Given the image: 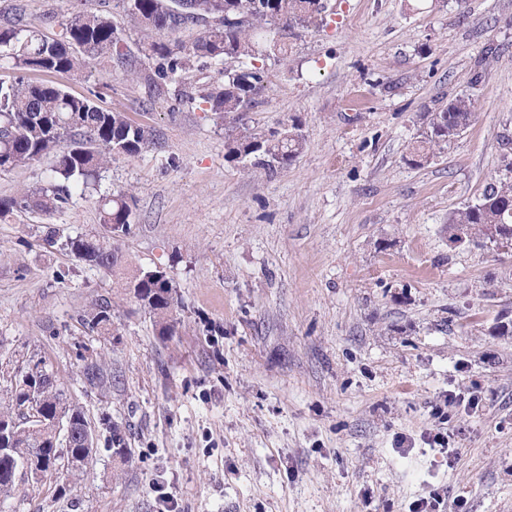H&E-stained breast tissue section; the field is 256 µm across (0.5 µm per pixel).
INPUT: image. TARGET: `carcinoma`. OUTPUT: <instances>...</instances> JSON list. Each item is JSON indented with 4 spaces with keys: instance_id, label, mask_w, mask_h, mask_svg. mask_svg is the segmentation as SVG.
<instances>
[{
    "instance_id": "carcinoma-1",
    "label": "carcinoma",
    "mask_w": 512,
    "mask_h": 512,
    "mask_svg": "<svg viewBox=\"0 0 512 512\" xmlns=\"http://www.w3.org/2000/svg\"><path fill=\"white\" fill-rule=\"evenodd\" d=\"M123 11L133 17L147 32L159 37L142 43L140 52L156 62L160 78L179 84L183 72L193 61L236 60L238 68L224 71V83L203 87L189 99L204 106L224 126L225 158L270 171L286 169L303 151L305 138L301 127L258 130L249 124L255 96L265 88L264 69L257 66L262 56L257 39L260 33L280 22L289 27L315 30L325 24L322 0H187L192 15L182 16L168 11V0H117ZM204 22L191 46L169 41L162 35L175 33L188 24ZM110 54L118 63L133 68L137 60L128 50L124 33L103 14L76 13L65 23L60 40H49L40 33L25 29L18 22L0 24V59L11 63L16 76L0 81V171L32 166L53 158V180L38 192H22L11 198H0V218L21 210L51 213L68 204L72 195L85 191L112 155L136 156L150 145L149 132L134 124L122 112L103 109L96 103L97 94L74 96L49 83H34L25 78L29 71L82 74L90 61ZM475 108L469 96H460L427 115L426 129L409 150L408 162L421 166L437 150L460 135L471 123ZM508 175L488 184L480 197L455 209L448 215L450 237L463 231L485 239L498 237L512 241V158L503 159ZM133 196L117 192L101 198L100 223L108 238L77 236L67 247L79 260L121 274V286L141 308L157 318L159 334L168 335L174 328L168 314L174 309V287L160 270L140 269L123 272L122 255L112 240L129 230L133 218ZM93 329L103 332L112 327L109 304H100L88 320ZM14 383L7 386L8 403L0 411L2 418H21L19 410L39 388L38 403L53 413L66 409L72 419L73 434L69 452L86 461L82 441L88 422L77 407L68 405L54 376L45 372L31 375V366L16 370ZM11 447L18 460L52 462L56 442L51 429L31 430L22 421L16 428ZM113 454L124 461L132 458L121 426L112 424Z\"/></svg>"
}]
</instances>
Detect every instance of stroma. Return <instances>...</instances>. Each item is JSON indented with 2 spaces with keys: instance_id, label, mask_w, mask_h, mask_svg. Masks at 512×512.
I'll list each match as a JSON object with an SVG mask.
<instances>
[{
  "instance_id": "stroma-1",
  "label": "stroma",
  "mask_w": 512,
  "mask_h": 512,
  "mask_svg": "<svg viewBox=\"0 0 512 512\" xmlns=\"http://www.w3.org/2000/svg\"><path fill=\"white\" fill-rule=\"evenodd\" d=\"M325 3L320 31H284L250 114L301 119L283 171L227 161L223 127L155 89L154 62L135 79L107 56L85 78L28 72L98 92L153 143L58 212L0 219V362L44 361L96 442L79 477L17 474L0 512H159L162 491L180 512H409L434 490L512 512V245L448 239L512 151V0ZM76 12L110 17L130 51L145 38L113 0H0V22L55 39ZM464 95L470 126L408 165L428 111ZM50 169L0 171V197L48 187ZM118 191L135 197L128 270L175 289L169 335L66 246L104 235L97 200ZM105 301L107 333L86 322ZM90 362L111 384L86 382ZM451 390L476 407L446 405ZM436 430L455 461L427 444Z\"/></svg>"
}]
</instances>
